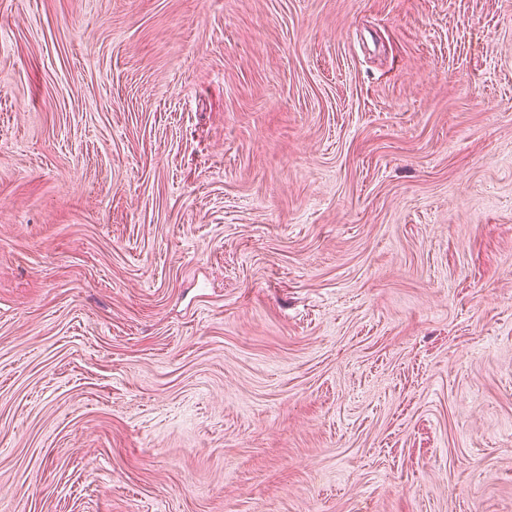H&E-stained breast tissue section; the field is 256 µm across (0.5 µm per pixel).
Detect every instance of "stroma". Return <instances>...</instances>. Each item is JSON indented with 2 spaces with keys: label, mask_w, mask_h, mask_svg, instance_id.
Wrapping results in <instances>:
<instances>
[{
  "label": "stroma",
  "mask_w": 512,
  "mask_h": 512,
  "mask_svg": "<svg viewBox=\"0 0 512 512\" xmlns=\"http://www.w3.org/2000/svg\"><path fill=\"white\" fill-rule=\"evenodd\" d=\"M0 512H512V0H0Z\"/></svg>",
  "instance_id": "35a3bbf8"
}]
</instances>
